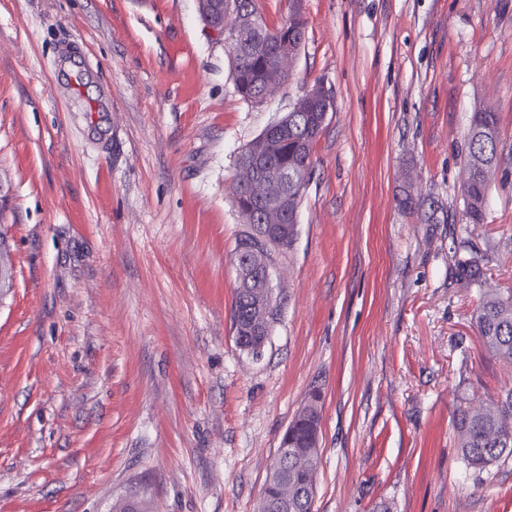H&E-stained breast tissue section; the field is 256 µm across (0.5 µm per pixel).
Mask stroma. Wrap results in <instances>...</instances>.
I'll list each match as a JSON object with an SVG mask.
<instances>
[{
	"label": "stroma",
	"mask_w": 512,
	"mask_h": 512,
	"mask_svg": "<svg viewBox=\"0 0 512 512\" xmlns=\"http://www.w3.org/2000/svg\"><path fill=\"white\" fill-rule=\"evenodd\" d=\"M292 79L259 103L197 0H0V512H256L322 391L314 512H512V459L466 470L453 414L512 387L483 347L485 259L512 292V0H304ZM73 45L87 71L64 76ZM333 95L261 358L236 345L240 151ZM500 153L463 212L470 118ZM438 221L398 198L405 174Z\"/></svg>",
	"instance_id": "35a3bbf8"
}]
</instances>
